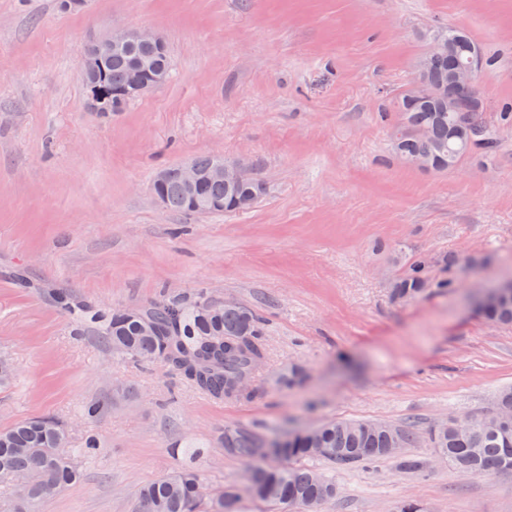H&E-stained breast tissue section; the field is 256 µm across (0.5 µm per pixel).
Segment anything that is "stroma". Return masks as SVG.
<instances>
[{
	"label": "stroma",
	"mask_w": 512,
	"mask_h": 512,
	"mask_svg": "<svg viewBox=\"0 0 512 512\" xmlns=\"http://www.w3.org/2000/svg\"><path fill=\"white\" fill-rule=\"evenodd\" d=\"M160 34L169 81L103 119L80 54L121 28ZM465 31L490 65L477 74L488 154L436 172L392 151L390 103L431 34ZM202 154L258 166L253 209L198 217L153 197L158 172ZM430 258L436 288L404 303L390 288ZM512 279V0H0V429L32 416L69 427L80 480L41 512H134L144 483L181 463L192 439L211 495L247 466L224 430L266 439L330 420L413 426L409 455L334 469L322 512H512V477L437 461L427 433L490 406L512 385V326L474 302ZM93 309L159 299L231 300L268 323L250 398L217 401L160 363L114 354L58 293ZM99 403L98 417L84 407ZM94 454H80L86 432Z\"/></svg>",
	"instance_id": "stroma-1"
}]
</instances>
